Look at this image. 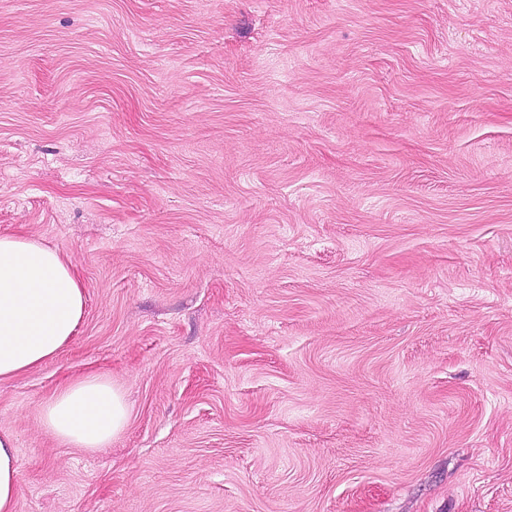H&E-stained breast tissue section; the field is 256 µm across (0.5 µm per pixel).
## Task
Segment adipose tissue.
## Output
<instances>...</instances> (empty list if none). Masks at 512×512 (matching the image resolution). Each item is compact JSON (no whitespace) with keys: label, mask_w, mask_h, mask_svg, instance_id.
Returning a JSON list of instances; mask_svg holds the SVG:
<instances>
[{"label":"adipose tissue","mask_w":512,"mask_h":512,"mask_svg":"<svg viewBox=\"0 0 512 512\" xmlns=\"http://www.w3.org/2000/svg\"><path fill=\"white\" fill-rule=\"evenodd\" d=\"M84 314L70 261L35 239L0 236V379L54 360ZM41 419L55 438L93 452L125 429L128 407L111 380L90 374L66 381L43 405ZM20 496L13 439L0 431V512H18Z\"/></svg>","instance_id":"adipose-tissue-1"}]
</instances>
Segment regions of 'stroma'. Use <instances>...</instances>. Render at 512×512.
Listing matches in <instances>:
<instances>
[{"label":"stroma","instance_id":"stroma-1","mask_svg":"<svg viewBox=\"0 0 512 512\" xmlns=\"http://www.w3.org/2000/svg\"><path fill=\"white\" fill-rule=\"evenodd\" d=\"M3 234L86 301L19 512H512V0H0ZM41 419L63 443L94 452L125 429L128 407L111 380L90 374L66 381L43 405Z\"/></svg>","mask_w":512,"mask_h":512}]
</instances>
